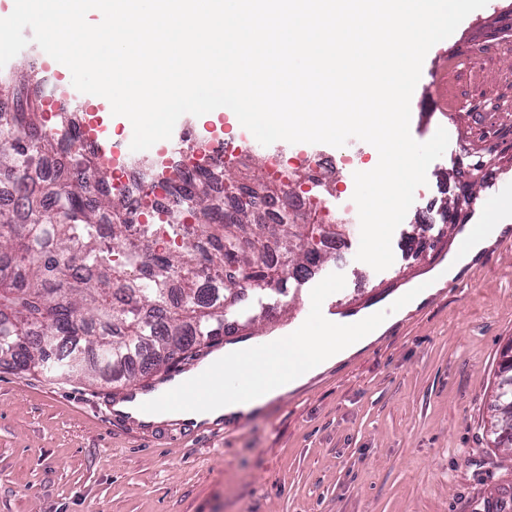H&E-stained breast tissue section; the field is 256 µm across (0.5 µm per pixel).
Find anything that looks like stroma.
Here are the masks:
<instances>
[{
    "label": "stroma",
    "mask_w": 512,
    "mask_h": 512,
    "mask_svg": "<svg viewBox=\"0 0 512 512\" xmlns=\"http://www.w3.org/2000/svg\"><path fill=\"white\" fill-rule=\"evenodd\" d=\"M501 40L512 41V0H488L424 59L410 132L425 142L442 128L449 145L393 234V264L378 272L358 261L359 215L339 210L336 182L354 187V172L379 161L353 138L342 151L356 167L314 187L336 223L352 226L343 260L228 308L231 343L306 331L314 302L390 303L391 288L425 281L465 225L512 197V112L498 107L512 100V58L495 51ZM177 125L247 140L251 165L302 149L261 146L227 119L186 114ZM511 358L512 234L362 351L202 436L126 432L108 419L119 385L5 365L0 512H472L512 486V452L484 429Z\"/></svg>",
    "instance_id": "obj_1"
}]
</instances>
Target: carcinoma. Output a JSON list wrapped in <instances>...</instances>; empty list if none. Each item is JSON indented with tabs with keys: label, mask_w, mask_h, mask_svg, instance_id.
<instances>
[{
	"label": "carcinoma",
	"mask_w": 512,
	"mask_h": 512,
	"mask_svg": "<svg viewBox=\"0 0 512 512\" xmlns=\"http://www.w3.org/2000/svg\"><path fill=\"white\" fill-rule=\"evenodd\" d=\"M40 81L32 64L0 75V180L14 195L0 204V359L7 365L64 371L91 384L131 381L134 365L159 370L224 335V305L245 279L260 290L285 272L299 278L324 261L318 224H300L283 206L259 220L257 203L274 191L255 178L230 192L252 208L221 212L208 175L174 181L179 204L199 216V230L167 253L145 247L123 263L106 240L125 241L131 213L112 195L108 174L82 131L71 126L77 152L58 174H46L56 140L39 121L27 90ZM111 224L100 225L102 213ZM488 431L512 449V364L503 368Z\"/></svg>",
	"instance_id": "carcinoma-1"
}]
</instances>
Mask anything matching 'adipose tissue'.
Segmentation results:
<instances>
[{"label": "adipose tissue", "instance_id": "ef3b65f1", "mask_svg": "<svg viewBox=\"0 0 512 512\" xmlns=\"http://www.w3.org/2000/svg\"><path fill=\"white\" fill-rule=\"evenodd\" d=\"M511 231L512 202L508 201L499 206L493 219L482 224L481 228H474L470 224L464 227L459 235L457 251L449 257L447 265L429 275L423 287L412 289L395 300L390 314L373 310L361 315L359 329L340 336L330 327L317 331L315 338L309 340L295 334L275 336L258 345L245 342L229 348L216 360L206 361L204 367L209 370L215 363H223L225 374L232 377V393L225 396L223 403L204 410H179L175 414L176 419L210 424L222 417L234 420L259 413L272 402L379 338L393 320L417 309L434 296L446 281L456 278L466 267L474 264L485 249ZM259 353L287 361L289 368L285 373L254 387L249 377L238 373L237 368Z\"/></svg>", "mask_w": 512, "mask_h": 512}]
</instances>
